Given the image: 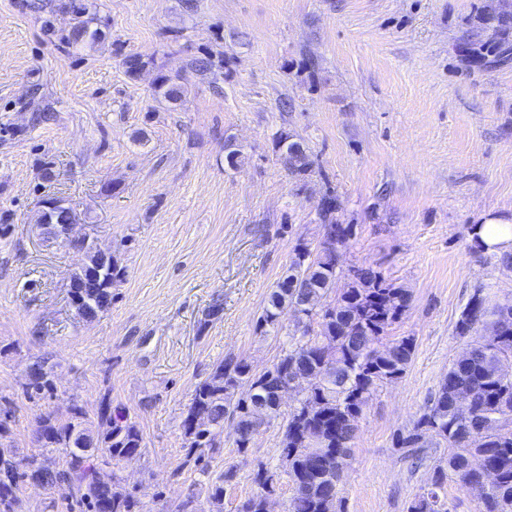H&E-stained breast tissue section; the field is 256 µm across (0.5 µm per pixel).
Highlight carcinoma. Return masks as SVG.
<instances>
[{
  "label": "carcinoma",
  "mask_w": 512,
  "mask_h": 512,
  "mask_svg": "<svg viewBox=\"0 0 512 512\" xmlns=\"http://www.w3.org/2000/svg\"><path fill=\"white\" fill-rule=\"evenodd\" d=\"M64 9L73 17L65 36L68 43L101 39L102 31L91 28L94 15L86 0H67ZM225 65L222 51H210L191 61L201 72L221 70ZM122 66L129 77L136 78L148 62L138 55H126ZM152 89L161 104L181 103L188 93L180 74L161 69ZM275 146L289 173L304 176L310 172V155L292 135L277 134ZM319 219L321 240L314 247L303 239L297 241L288 269L272 287L257 321L260 332L276 331L288 312L298 310L302 316L295 319V328L300 336H291L288 347L260 373L232 357L214 365L196 386L182 420L187 441L184 465L191 467L199 466L204 449L213 447L211 431L223 427L224 421L234 424L240 454L247 453L262 428L279 422L280 466L293 486L288 512H343L341 481L363 411L379 386L404 375L415 352L412 336L371 352L405 313L409 294L371 267L345 271L338 265L342 249L353 237V225L337 220L336 197H323ZM83 252L86 261L70 281L106 265L98 286L71 297L76 315L90 322L111 304L112 285L124 278L125 269L115 256L105 261L89 247ZM341 277L345 285L338 288L336 280ZM455 330L462 338L475 335L468 355L452 363L413 431L398 438L401 448H422L429 433L448 447V456L433 465L430 486L413 499L408 512H448L444 493L448 475L464 486L484 482L488 471L494 473L495 483L480 500L479 512H512V377L504 379L496 372L500 360H512V298L493 302L483 291H476ZM313 370L323 377L296 404L283 410L281 394L288 391V377ZM30 373L37 387L54 388L43 364H33ZM35 438L42 448L62 449L66 468L55 471L30 457L8 458L0 450V463L7 474V480H0V512H14L15 489L26 479L67 487L83 512H145L115 471L143 449L141 431L124 408L104 405L94 430L76 403L69 406L64 422L43 413L37 417ZM236 478L237 466L226 464L211 481V512H223L225 486ZM251 480L257 492L241 500L237 512H266L269 489L278 486V474L260 461Z\"/></svg>",
  "instance_id": "cac0c4a2"
}]
</instances>
